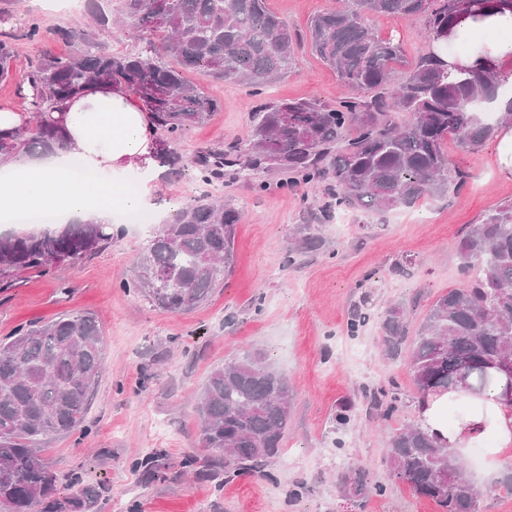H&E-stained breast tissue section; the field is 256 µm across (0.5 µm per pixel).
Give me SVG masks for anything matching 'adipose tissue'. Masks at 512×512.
<instances>
[{"label":"adipose tissue","mask_w":512,"mask_h":512,"mask_svg":"<svg viewBox=\"0 0 512 512\" xmlns=\"http://www.w3.org/2000/svg\"><path fill=\"white\" fill-rule=\"evenodd\" d=\"M449 72L491 67L512 78V39L475 43L464 53L444 55ZM69 150L41 158L21 159L15 177L0 183V211L52 208L66 221L110 223L114 213L142 209L150 189L128 191L121 177L139 170L155 177V133L145 109L119 87H95L63 105ZM497 384L482 395L453 388L418 402L423 429L449 448L461 451L486 436L499 467H512V406L504 403ZM469 403L472 411L449 422L448 407Z\"/></svg>","instance_id":"1"}]
</instances>
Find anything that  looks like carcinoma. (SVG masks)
Here are the masks:
<instances>
[{"label":"carcinoma","instance_id":"1","mask_svg":"<svg viewBox=\"0 0 512 512\" xmlns=\"http://www.w3.org/2000/svg\"><path fill=\"white\" fill-rule=\"evenodd\" d=\"M503 7L512 9V0H343L341 7L316 14L308 46L336 71L348 94L334 105L258 100L250 153L272 162L283 175L279 187L323 184L336 206L356 211L388 213L459 189L467 174L450 165L445 143L452 138L477 154L499 125L512 122V98L504 112L487 117L480 110L499 101L507 80L488 68L452 79L433 51L397 79L399 40L376 34L370 20L422 17L438 43L463 16ZM121 13L141 32L140 43L125 52L103 50L88 30L60 27L55 37L79 42L77 51L46 54L19 74L14 46L0 40V82L15 80L28 89L35 115L26 131H0L1 162L68 148L63 120L52 115L55 105L110 85L127 88L147 108L165 135L156 158L176 172L182 157L170 144L222 107L185 74L244 83L260 95L297 64L301 40L266 0H122ZM394 112L409 114L408 122L396 124ZM226 156L222 149L199 152V181L210 186L223 178ZM239 220V211L210 192L192 199L174 223L149 234L138 263L137 270L160 272L165 280L152 283L137 273L122 287L172 314L200 306L232 272ZM112 237L114 227L89 222L0 234V275L74 263ZM460 257L465 285L435 299L415 336H409L400 308L381 316L385 353L406 359L422 398L448 389V377L464 360L473 364L469 389L480 395L491 382L488 361L512 359V202L470 227ZM104 360L101 329L86 314L20 326L0 342V512H90L99 506L90 485L57 496L56 476L38 449L83 422ZM293 392L289 377L258 349L210 373L196 411L198 444L222 453L211 462V478L265 472L283 452ZM368 399L386 417L397 409L393 391H374ZM385 456L392 477L440 512H478L485 495L498 487L512 490L511 474L479 485L456 452L417 425L393 432ZM338 489L358 506L370 492L351 465L343 468Z\"/></svg>","mask_w":512,"mask_h":512}]
</instances>
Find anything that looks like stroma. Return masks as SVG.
<instances>
[{
    "instance_id": "obj_1",
    "label": "stroma",
    "mask_w": 512,
    "mask_h": 512,
    "mask_svg": "<svg viewBox=\"0 0 512 512\" xmlns=\"http://www.w3.org/2000/svg\"><path fill=\"white\" fill-rule=\"evenodd\" d=\"M267 4L303 34L314 14L340 7L342 0ZM0 8L12 13L0 35L13 38L20 71L44 53L73 50L67 43L26 39L31 21L51 29L84 28L90 20L83 10L52 12L46 0H0ZM372 25L379 36L400 38L397 75L432 48L422 19L378 18ZM205 87L223 106L208 123L185 131L176 146L179 173H161L154 183L153 225L172 222L183 204L202 193L193 164L199 151L249 140V113L258 98L252 89L210 81ZM342 95L335 72L305 50L295 71L263 96L333 104ZM447 151L450 164L470 174L458 191L386 214L350 209L344 224L323 187L297 183L283 190L276 171L263 170L249 180L225 168L218 192L225 205L243 213L235 265L209 302L188 313L164 312L124 290L147 234L121 214L115 222L122 234L95 253L45 272L13 275L0 288V339L18 326L67 312L96 316L102 331L105 371L84 423L39 453L57 476L58 492L72 493L74 477H81L102 494L98 512H438L432 500L396 482L384 459L389 435L416 423L419 396L407 365L385 355L378 318L398 304L409 326H417L436 297L462 287V237L489 207L512 200V175L500 170L499 138L476 155L453 142ZM255 181L267 183V190L255 192ZM302 232L319 237L320 250L291 254ZM359 302L369 320L352 334L347 321ZM252 348L293 382L291 426L268 475L244 473L218 486L205 476L209 451L196 445L195 399L215 367ZM390 386L402 401L386 417L370 409L365 396ZM343 402L353 411L349 422L337 427L332 416ZM189 455L196 464L187 474L182 463ZM350 464L374 489L361 507L338 491V477Z\"/></svg>"
}]
</instances>
